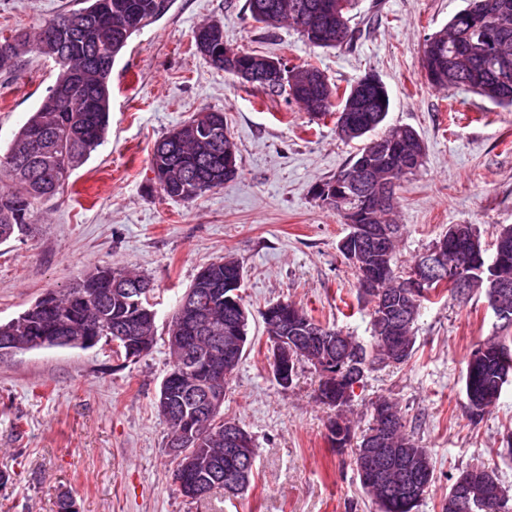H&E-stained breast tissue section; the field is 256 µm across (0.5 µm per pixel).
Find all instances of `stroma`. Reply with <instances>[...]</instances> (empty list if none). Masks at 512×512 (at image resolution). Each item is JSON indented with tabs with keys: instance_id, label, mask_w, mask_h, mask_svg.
<instances>
[{
	"instance_id": "35a3bbf8",
	"label": "stroma",
	"mask_w": 512,
	"mask_h": 512,
	"mask_svg": "<svg viewBox=\"0 0 512 512\" xmlns=\"http://www.w3.org/2000/svg\"><path fill=\"white\" fill-rule=\"evenodd\" d=\"M464 0H358L351 44L312 48L290 25L267 30L246 0H171L136 33L112 67V112L104 145L73 171L64 192L35 203L24 235L0 244V322L95 268H129L153 283L157 343L138 362L112 344L52 347L0 361V512H57L61 494L78 512H378L353 465L354 450L331 448L326 424L335 408L315 395L320 374L303 364L279 387L266 358L262 314L291 299L313 317L361 340L370 338L369 305L338 250L349 227L315 199L312 187L335 175L356 150L336 135V118L313 116L286 96H268L212 68L192 32L218 22L235 47L315 65L347 87L372 72L390 95L387 123L414 128L426 156L399 191L402 224L395 261L408 267L452 224L475 225L491 245L512 225V111L479 95L427 83L425 38L442 29ZM80 0H0V29L38 28ZM52 61L29 55L19 74H0V148L48 94ZM223 112L239 148L237 178L190 203L152 185L150 156L168 131L200 109ZM230 256L242 268L249 312L246 352L224 396L225 418L257 448L247 492L214 490L196 504L176 491L157 409L169 369L167 327L178 297L200 269ZM484 292L465 301L438 297L415 326L411 359L367 372L353 398L355 432L382 396L401 408L430 452L434 482L416 512H441L451 477L471 466L493 470L512 492V382L481 421L462 390L476 344L500 335Z\"/></svg>"
}]
</instances>
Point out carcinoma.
Returning a JSON list of instances; mask_svg holds the SVG:
<instances>
[{
    "mask_svg": "<svg viewBox=\"0 0 512 512\" xmlns=\"http://www.w3.org/2000/svg\"><path fill=\"white\" fill-rule=\"evenodd\" d=\"M159 0H84V6L53 18L56 23L52 34L44 26L37 31L13 29L14 46L9 53H0V73L19 70L22 58L35 53L51 59L58 69L51 91L56 93L52 107L40 104L29 113L15 132L5 153L0 154V177L8 182V189L0 191V242H6L27 229L33 217V203L42 198L54 197L63 192L72 172L82 165L97 148L107 140L110 127L112 99V66L119 53L127 46L130 37L118 36L114 25L132 28L136 34L151 20L159 16ZM330 0H246L247 10L254 21L266 28H275L287 21L293 24L304 41L311 47L337 48L347 45L354 33L349 13L356 0H346V7L339 16L323 14L317 23L318 34L313 36L305 29L315 6ZM482 13L474 14L464 8L456 13L441 30L425 39L421 66L429 84L450 91H467L478 94L493 105L512 109V67L501 69L500 60L512 63V0H482ZM488 30L500 34L501 46L495 53L478 48ZM224 30L218 36L207 37V46L194 43L196 51L218 70L232 72L229 60L224 57ZM353 86L345 90L328 84L323 87V112H336L343 108ZM375 112L368 127L350 128L336 124V135L345 141H357L360 148L339 173L320 181L330 189L336 182H348L353 177L357 163L377 152L375 141L386 140L394 144V153L379 159L380 168L369 187H345L346 196L334 194L317 198L322 204L344 215L348 212L360 217L363 224H393L401 228L393 216L396 208L377 212L371 205V195L391 187L397 196L402 181L415 173L425 157V145L417 131L409 126H385L390 108L389 94L370 93ZM238 147L224 126V113L202 109L187 123L174 128L154 146L150 165L163 176L158 182L159 191L171 198L190 203L203 193L220 188L238 176L239 168L224 173V148ZM405 152H412L416 160L407 165L400 160ZM458 225L448 226V231L436 240L444 247V265L458 275L470 272L475 254L463 250L455 232ZM495 242L500 253L495 275L512 285V225L496 232ZM396 246H391L382 257L355 255L356 281L363 275H376L381 286L394 298L388 313L401 320L400 336L403 353L396 360L402 364L411 357L414 349L413 326L424 303L448 292L439 281L427 288L418 306L409 305L397 285L407 277V271L398 269L394 262ZM242 277L240 265L233 259L219 260L202 267L191 284L197 287L205 276L224 279V273ZM135 281L149 279L126 269L99 267L86 278L59 292H50L51 300H37L28 309L6 323L0 322V342L14 337L20 341L46 334L56 336L62 332L80 336L95 332L102 337L111 335L115 324H128L131 332L127 341L116 347L115 353H125L128 347L138 348L148 355L157 342L155 288L142 289V303H134L128 289ZM371 305L372 341L364 344L348 336L334 324L324 323L304 310L297 303L288 302V322L303 327H318L336 344L323 349L322 354L335 356L333 376L321 378L317 390L318 401L333 406L336 418L327 425V439L333 448H346L353 440V426L344 416L354 396L355 380L349 361L359 356L367 365H374L389 357L390 349L382 342L385 313L373 298ZM210 324L230 336L231 327L237 325V310L224 307L222 301H212L204 307ZM504 336H496L474 349L466 362L463 390L471 418L483 419L499 399L505 383L512 378V335L503 328ZM171 361L169 372L175 375L170 401L172 414L164 417L169 433L176 434L185 423H191L202 435L200 450L209 457L206 480L222 489L224 476L244 466L240 458L230 459L224 453V425L228 420L219 413L215 416L198 414L182 395L185 387H195L203 382L199 373L187 375L175 372L181 356L180 347L167 342ZM383 406L395 411L398 423L392 446L405 443L411 449L418 447L413 434L408 431L406 420L398 405L387 399L372 403L371 411ZM362 487L378 506V512H415L421 499L408 498L391 475L384 485ZM482 502L478 512H512V497L500 496L499 484L489 482L477 492Z\"/></svg>",
    "mask_w": 512,
    "mask_h": 512,
    "instance_id": "cac0c4a2",
    "label": "carcinoma"
}]
</instances>
